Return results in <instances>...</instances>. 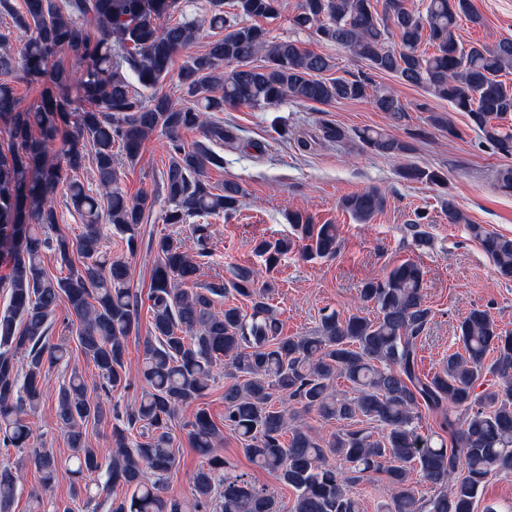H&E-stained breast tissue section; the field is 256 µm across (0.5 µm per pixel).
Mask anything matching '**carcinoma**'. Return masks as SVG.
I'll return each mask as SVG.
<instances>
[{"label":"carcinoma","mask_w":512,"mask_h":512,"mask_svg":"<svg viewBox=\"0 0 512 512\" xmlns=\"http://www.w3.org/2000/svg\"><path fill=\"white\" fill-rule=\"evenodd\" d=\"M377 2L300 0L291 36L275 39L257 21L276 18L281 0H230V14L223 0H211L206 22L214 37L180 66L178 103L158 87L200 29L197 20L182 17L183 0H23L20 10L0 0V13L29 33L17 55L0 35V130L7 134V146L0 147V259L10 266L3 284L9 303L0 310L1 447L29 445L26 416L40 405L47 373L68 355L66 337L50 342L53 318L64 308V330L75 334L97 368L101 395H88L81 375L72 372L57 391V422L71 449L72 473L91 478L104 469L112 489L125 490L112 498L109 512H281L283 505L266 488L226 466L218 448L226 432L252 463L292 488L288 512H360L353 489L371 472L386 477L385 512H474L488 477L512 470V331L500 328L487 310L473 308L456 327L460 349L448 353L433 376H421L418 340L432 310L423 294L424 271L414 261L362 282L354 312H327L313 333L296 336L283 335L269 303L271 285L260 283L252 267L237 265L227 278L197 283L213 237L202 219H232L244 190L233 180L210 184L207 166H223L224 157L200 143L186 145L182 131L200 129L210 143L234 147L239 129L211 117L226 105L366 100L396 124L406 116L400 98L370 79L328 76L333 58L306 47L303 35L448 102L466 113L498 155L512 158V84L502 80L512 72V38L490 46L460 43L459 19L481 22L469 0H426L421 11L405 0H384L379 11ZM424 43L433 52L421 50ZM258 57L263 64H253ZM20 81L42 86L37 105L21 106L13 89ZM419 108L428 113V125L456 135L447 113ZM157 131L170 151L162 195L144 191L129 198L118 187L113 148L133 162ZM355 137L382 157L405 161L414 152L411 141L385 129L364 128ZM348 138L343 127L324 119L319 134L298 138L296 145L308 152L319 141ZM57 142L60 161L54 163L47 153ZM89 164L96 192L79 179ZM398 174L407 181H443L439 172L414 163L405 162ZM61 186L82 220L75 240L46 232L58 223L53 198ZM161 198L163 223L192 225L195 252L169 235L154 241L141 397L108 412L104 399L131 386L127 340L138 331L143 300L131 287L127 260L102 245L101 223L107 220L133 255L141 224ZM385 204L376 187L341 200L361 224ZM425 219L418 213L410 224L419 249L432 245L422 229ZM288 223L293 236L255 245L267 270L290 252L304 260L336 256L337 225L315 224L300 211L288 214ZM468 230L496 275L511 281L512 236L481 224ZM48 255L67 268L66 277L48 273ZM236 297L250 310L233 303ZM221 367L230 379L222 424L202 407L186 424L204 459L192 476L191 500L168 496L166 475L176 466L173 421L181 408L207 395ZM338 378L353 395L337 392ZM295 406L340 428L325 440L292 426ZM424 409L441 416L448 440L437 442L421 430ZM358 419L376 423L380 432L345 427ZM108 421L112 448L106 457L91 447L84 427ZM35 465L43 488L51 489L55 457L42 451ZM413 466L432 485L430 495L418 497L411 488ZM17 483L12 469L0 468V512H9Z\"/></svg>","instance_id":"cac0c4a2"}]
</instances>
